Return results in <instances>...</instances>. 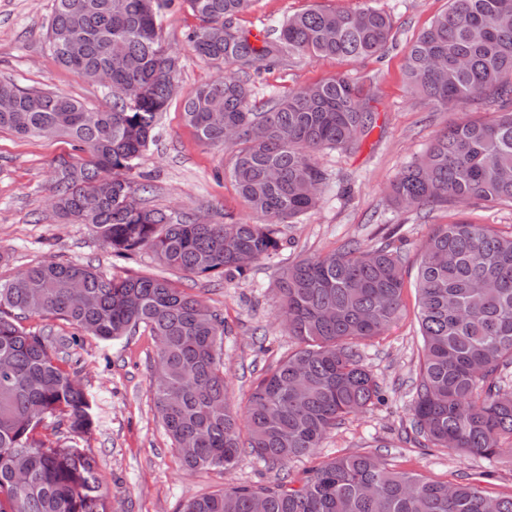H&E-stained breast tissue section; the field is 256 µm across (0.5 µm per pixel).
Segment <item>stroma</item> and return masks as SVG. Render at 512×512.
<instances>
[{
	"mask_svg": "<svg viewBox=\"0 0 512 512\" xmlns=\"http://www.w3.org/2000/svg\"><path fill=\"white\" fill-rule=\"evenodd\" d=\"M372 6L389 13L394 36L379 55L362 59L285 56L252 74L253 98H280L300 88L345 76L374 98L376 124L360 150L319 153L329 175L318 205L283 225L284 249L259 263L250 279L224 283L219 278L175 274L180 288L199 296L224 319V371L232 410L244 411L256 378L273 368L295 346L278 320L275 281L283 267L354 241L373 245L391 235L404 237L406 271L415 275L418 247L437 224L466 220L512 231V208L480 203L460 210L391 206L387 188L447 125L449 113L413 92L404 76L410 43L448 0H252L233 27L250 40L270 35L288 16L312 8L354 11ZM53 0H0V80L18 87L62 92L89 106L112 103L109 87L88 81L58 64L47 48ZM198 25L188 7L166 12L163 38L179 55L180 97L162 113L157 137L144 152L139 173L153 191L147 207L201 217L215 223L245 220L250 209L225 177L229 150L199 142L184 120L182 95L224 74L223 63L201 59L189 46ZM76 152L64 138L22 139L0 131V277L44 260L87 264L117 277L153 276L159 269L150 252L130 260L113 258L95 228L73 224L52 211L49 186L55 168ZM400 318L366 350V362L386 390V405L347 417L312 456L287 465L303 477L327 458L372 453L390 468L454 484L480 481L497 495H512V461L496 464L477 455L444 448H421L405 430L406 393L415 378L422 338L415 315V290L406 288ZM157 346L145 328L104 342L91 336L69 347L67 365L95 401L97 426L87 440L99 462L103 492L114 512H180L188 500L235 486L272 485L277 470L244 454L230 468L186 470L154 407L150 383Z\"/></svg>",
	"mask_w": 512,
	"mask_h": 512,
	"instance_id": "obj_1",
	"label": "stroma"
}]
</instances>
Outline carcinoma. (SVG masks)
I'll return each instance as SVG.
<instances>
[{
  "mask_svg": "<svg viewBox=\"0 0 512 512\" xmlns=\"http://www.w3.org/2000/svg\"><path fill=\"white\" fill-rule=\"evenodd\" d=\"M176 1L200 20L188 35L192 50L242 73L287 51L374 56L392 38L393 20L373 7L311 9L289 16L257 47L232 29L251 0H54L49 52L79 74L104 75L112 107L0 81V100L10 104L0 111V130L25 139L65 137L82 153L61 163L53 179L60 217L93 225L115 256L148 249L170 271L233 281L278 254L279 226L319 201L329 175L317 154L357 152L376 112L347 77L260 110L246 81L230 73L187 94L183 114L201 143L235 146L228 175L257 221L201 223L142 205L136 195L150 185L127 173L177 94L163 71L158 23ZM404 75L413 91L445 110L479 96L500 109L454 115L391 182L390 203L512 206V0H448L410 45ZM131 86L144 89L135 102L117 94ZM90 198L97 204L87 212ZM405 275L394 240L348 243L283 268L279 303L297 347L256 380L241 415L230 409L224 377V318L172 280L110 278L60 261L0 278V512H112L98 460L81 446L96 428L92 396L59 356L77 337L57 340L22 320L52 314L105 341L148 329L160 379L151 393L182 465L224 468L248 448L281 468L312 454L347 416L383 401L364 350L402 313ZM75 282L82 285L79 305ZM415 290L423 350L406 392L415 443L512 459V234L466 221L438 225L419 247ZM259 497L264 512H512V495L396 471L371 454L325 460L296 482L284 477L204 494L182 512H252Z\"/></svg>",
  "mask_w": 512,
  "mask_h": 512,
  "instance_id": "cac0c4a2",
  "label": "carcinoma"
}]
</instances>
